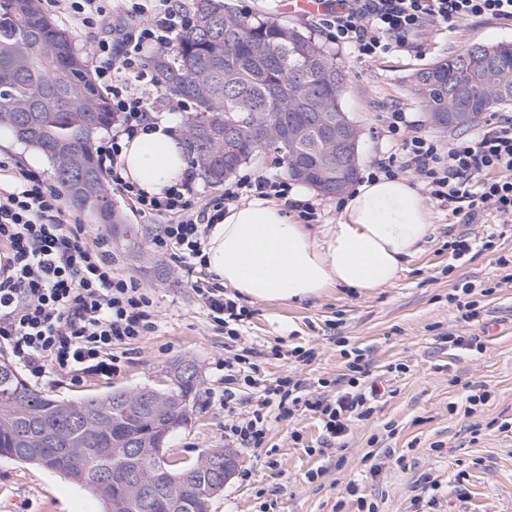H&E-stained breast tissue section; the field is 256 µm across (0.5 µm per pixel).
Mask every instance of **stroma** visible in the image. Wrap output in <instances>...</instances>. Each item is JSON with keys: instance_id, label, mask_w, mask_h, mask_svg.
<instances>
[{"instance_id": "1", "label": "stroma", "mask_w": 512, "mask_h": 512, "mask_svg": "<svg viewBox=\"0 0 512 512\" xmlns=\"http://www.w3.org/2000/svg\"><path fill=\"white\" fill-rule=\"evenodd\" d=\"M233 2L245 16L272 17L327 38L318 15L288 13L284 0ZM501 41H512V21L472 18L371 61L360 60L352 48H336L345 75L342 102L362 131L359 177L401 153L400 141L385 133L390 107L408 112L410 134L443 143L459 138V131L428 123L409 77L472 44ZM0 159L9 164L2 178L22 168L53 178L50 160L6 130L0 132ZM112 202L124 223L106 235L105 245L115 271L133 276L153 295L158 327L126 346L112 380L86 375L74 381L50 371L29 378L34 389L78 400L113 389L159 388L172 362L193 361L200 373L194 411L166 444L169 458L193 462L228 445L224 426L231 418L224 408L221 362L229 352L277 343L310 349L311 362L264 356L260 369L269 380L287 376L300 382L303 396L325 397L334 395V381L346 371L345 351L359 349L385 393L370 417L352 422L345 448L322 455L305 451V443L316 445L322 438L310 412L272 421L262 447L238 449V474L211 500L209 512H259L266 500L275 512H357L358 495L377 503L378 512H512V428H501L512 425V274L498 263L499 256L512 255V217L485 208L469 216L430 203L434 230L391 286L366 292L334 286L305 303L238 296L250 315L232 341L207 316L183 270L153 248L161 220L133 212L120 196ZM456 236L476 245L455 262L448 242ZM489 237L494 246L487 250L483 243ZM468 286L481 305L472 320L462 318L454 301ZM489 286L493 294L481 296ZM451 336L477 340L483 348L448 345ZM322 378L328 387L319 386ZM479 389L486 400L467 407V395ZM296 432L302 444H294ZM352 482L353 496L347 492ZM100 509L90 491L0 455V512Z\"/></svg>"}]
</instances>
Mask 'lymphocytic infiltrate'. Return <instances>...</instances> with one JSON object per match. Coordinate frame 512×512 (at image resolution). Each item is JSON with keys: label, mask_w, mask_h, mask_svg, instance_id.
<instances>
[{"label": "lymphocytic infiltrate", "mask_w": 512, "mask_h": 512, "mask_svg": "<svg viewBox=\"0 0 512 512\" xmlns=\"http://www.w3.org/2000/svg\"><path fill=\"white\" fill-rule=\"evenodd\" d=\"M46 8L77 30H94L118 19L111 39L96 41L92 52L97 87L114 115L112 133L99 145L100 166L113 189L140 214L166 223L153 239L186 273L203 263V249L213 224L227 205L252 197L285 196L287 183L263 175L242 176L205 208L194 206L193 174L163 195L147 194L123 176L121 143L161 114L158 85L147 66L152 55L169 49L188 28L183 0H44ZM512 20V0H347L323 24L333 41L352 47L370 61L403 48L430 27H452L471 18ZM405 110L386 116L390 137L401 139L400 160L378 163L372 177L411 173L437 204L466 203L469 210L492 207L512 216V117L497 121L475 137L449 144L424 136L405 137ZM208 316L224 326L230 340L247 312L226 297L219 282L197 281ZM158 315L150 294L131 276L116 273L103 240H92L85 225L67 209L61 193L27 170L0 181V342L31 376L53 369L79 380L94 374L109 378L118 370L112 347L141 340L154 332ZM255 348L224 359V406L232 408L240 388L260 398L245 416L224 427L232 444L259 448L271 419L292 417L297 407L315 414L322 447H343L353 421L367 419L380 389L369 378L362 355H355L333 399H305L300 383L284 377L262 379Z\"/></svg>", "instance_id": "f902f5d3"}]
</instances>
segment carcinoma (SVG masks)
<instances>
[{"instance_id":"1","label":"carcinoma","mask_w":512,"mask_h":512,"mask_svg":"<svg viewBox=\"0 0 512 512\" xmlns=\"http://www.w3.org/2000/svg\"><path fill=\"white\" fill-rule=\"evenodd\" d=\"M479 53L512 73V42L474 44L411 75L415 94L430 112L448 109V89L468 93L472 113L458 129L512 104L485 85L464 61ZM164 95L185 103L184 141L191 163L210 184L224 183V151L240 163L271 148L282 155L291 179L321 195L336 196L325 160V117L343 112V71L336 54L312 32L270 17L247 18L230 0H195L193 23L171 50L149 61ZM298 123L303 137L288 142L281 129ZM112 125V112L92 79L88 54L71 30L46 15L40 0H0V127L41 151L53 164L66 198L96 223H123L109 199L96 160V143ZM231 129L232 141L224 137ZM307 169L301 179L297 167ZM199 379L180 378L156 403L149 388L110 391L79 401L50 398L33 389L0 359V455L41 466L91 491L112 512H155L145 502L159 449L186 424ZM210 450L182 472L181 512H206Z\"/></svg>"}]
</instances>
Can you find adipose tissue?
I'll list each match as a JSON object with an SVG mask.
<instances>
[{
	"mask_svg": "<svg viewBox=\"0 0 512 512\" xmlns=\"http://www.w3.org/2000/svg\"><path fill=\"white\" fill-rule=\"evenodd\" d=\"M124 175L151 194L187 170L183 146L160 121L122 141ZM432 231L422 196L404 178L360 183L346 194L335 223L310 230L289 222L267 198L229 208L211 229L207 269L250 299L306 301L324 289L362 291L390 286Z\"/></svg>",
	"mask_w": 512,
	"mask_h": 512,
	"instance_id": "obj_1",
	"label": "adipose tissue"
}]
</instances>
